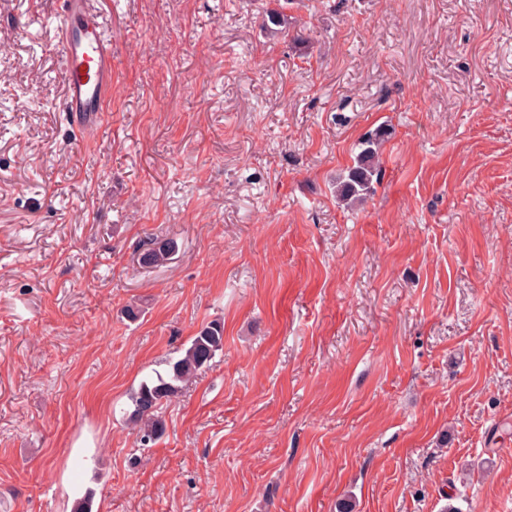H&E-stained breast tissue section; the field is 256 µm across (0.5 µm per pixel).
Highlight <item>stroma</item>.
I'll list each match as a JSON object with an SVG mask.
<instances>
[{
    "mask_svg": "<svg viewBox=\"0 0 512 512\" xmlns=\"http://www.w3.org/2000/svg\"><path fill=\"white\" fill-rule=\"evenodd\" d=\"M110 2L78 131L56 0H0V512H512V0ZM368 137L361 145L355 165L349 168L347 177L338 188V195L347 204L361 201L370 192L379 172L378 151L380 138ZM174 250V242H158L153 247H150L141 253L140 261L145 266H161L170 259L174 253ZM224 345V325L212 322L193 336L184 352L169 361V369L156 380L143 382L132 396L134 410L131 414L140 424L139 438L143 446L156 442L164 433V424L159 410L164 402L175 397L182 384L195 378L216 352Z\"/></svg>",
    "mask_w": 512,
    "mask_h": 512,
    "instance_id": "stroma-1",
    "label": "stroma"
}]
</instances>
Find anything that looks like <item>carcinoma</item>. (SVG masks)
Here are the masks:
<instances>
[{"label": "carcinoma", "instance_id": "carcinoma-1", "mask_svg": "<svg viewBox=\"0 0 512 512\" xmlns=\"http://www.w3.org/2000/svg\"><path fill=\"white\" fill-rule=\"evenodd\" d=\"M262 27L270 33H281L288 28V18L279 9L268 8L263 14ZM380 139L368 137L361 142V151L355 165L349 168L347 177L338 188L340 199L353 204L361 201L370 192L374 179L378 178ZM172 241L158 242L140 255L145 266L157 267L166 263L173 255ZM224 345V326L212 322L193 336L190 345L177 358L169 361V369L156 379L144 382L132 396V417L140 423L139 438L144 446L156 442L164 433V424L159 416L163 404L175 397L181 385L195 378L216 352Z\"/></svg>", "mask_w": 512, "mask_h": 512}]
</instances>
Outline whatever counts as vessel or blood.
I'll return each instance as SVG.
<instances>
[{"label": "vessel or blood", "instance_id": "obj_1", "mask_svg": "<svg viewBox=\"0 0 512 512\" xmlns=\"http://www.w3.org/2000/svg\"><path fill=\"white\" fill-rule=\"evenodd\" d=\"M64 110L79 124L98 118L112 90V40L96 0H58Z\"/></svg>", "mask_w": 512, "mask_h": 512}]
</instances>
